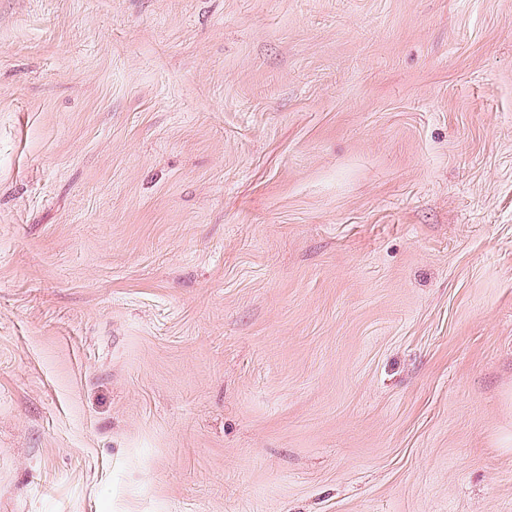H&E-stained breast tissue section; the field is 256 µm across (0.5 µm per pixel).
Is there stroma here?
I'll use <instances>...</instances> for the list:
<instances>
[{
    "instance_id": "35a3bbf8",
    "label": "stroma",
    "mask_w": 512,
    "mask_h": 512,
    "mask_svg": "<svg viewBox=\"0 0 512 512\" xmlns=\"http://www.w3.org/2000/svg\"><path fill=\"white\" fill-rule=\"evenodd\" d=\"M0 512H512V0H0Z\"/></svg>"
}]
</instances>
